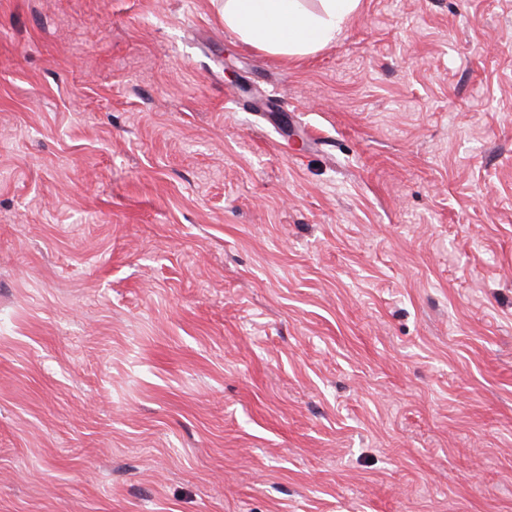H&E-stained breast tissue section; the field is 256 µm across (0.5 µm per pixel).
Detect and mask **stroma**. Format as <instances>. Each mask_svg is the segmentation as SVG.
Wrapping results in <instances>:
<instances>
[{
	"label": "stroma",
	"instance_id": "1",
	"mask_svg": "<svg viewBox=\"0 0 512 512\" xmlns=\"http://www.w3.org/2000/svg\"><path fill=\"white\" fill-rule=\"evenodd\" d=\"M0 512H512V0H0ZM224 27L273 54L305 55L336 41L360 0H319L317 12L304 0H221Z\"/></svg>",
	"mask_w": 512,
	"mask_h": 512
}]
</instances>
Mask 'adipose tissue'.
I'll return each mask as SVG.
<instances>
[{"instance_id": "adipose-tissue-1", "label": "adipose tissue", "mask_w": 512, "mask_h": 512, "mask_svg": "<svg viewBox=\"0 0 512 512\" xmlns=\"http://www.w3.org/2000/svg\"><path fill=\"white\" fill-rule=\"evenodd\" d=\"M226 28L243 41L273 54L305 55L335 41L360 0H319V11L304 0H222Z\"/></svg>"}]
</instances>
